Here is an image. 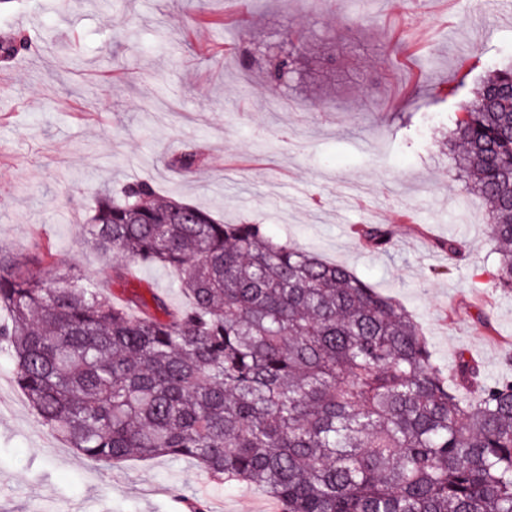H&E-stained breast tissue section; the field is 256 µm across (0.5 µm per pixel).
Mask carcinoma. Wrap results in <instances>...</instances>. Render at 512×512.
I'll list each match as a JSON object with an SVG mask.
<instances>
[{"instance_id":"1","label":"carcinoma","mask_w":512,"mask_h":512,"mask_svg":"<svg viewBox=\"0 0 512 512\" xmlns=\"http://www.w3.org/2000/svg\"><path fill=\"white\" fill-rule=\"evenodd\" d=\"M0 44L7 61L26 46ZM306 45L266 77L278 93ZM484 201L497 284L512 291V63L487 70L448 135ZM194 151L168 166L189 174ZM87 243L168 270L188 300L115 301L80 277L19 275L0 249V342L37 418L81 457L188 458L280 512H512V378L468 397L413 317L341 264L263 224H224L148 181L100 193Z\"/></svg>"}]
</instances>
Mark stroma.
Here are the masks:
<instances>
[{
	"label": "stroma",
	"instance_id": "1",
	"mask_svg": "<svg viewBox=\"0 0 512 512\" xmlns=\"http://www.w3.org/2000/svg\"><path fill=\"white\" fill-rule=\"evenodd\" d=\"M300 30L351 46V86L313 102L301 67L270 109L262 71ZM0 246L26 275L74 271L108 282L83 245L98 193L145 180L226 223L348 266L418 321L437 361L512 375V293L485 205L450 175L444 133L489 65L512 61L499 0H10L0 40ZM456 88L453 96L445 88ZM187 150L194 173L167 166ZM383 224L391 243L359 238ZM462 245L449 260L440 241ZM222 512H263L261 490L216 483L186 458L95 465L31 410L0 344V512H175L176 497Z\"/></svg>",
	"mask_w": 512,
	"mask_h": 512
}]
</instances>
